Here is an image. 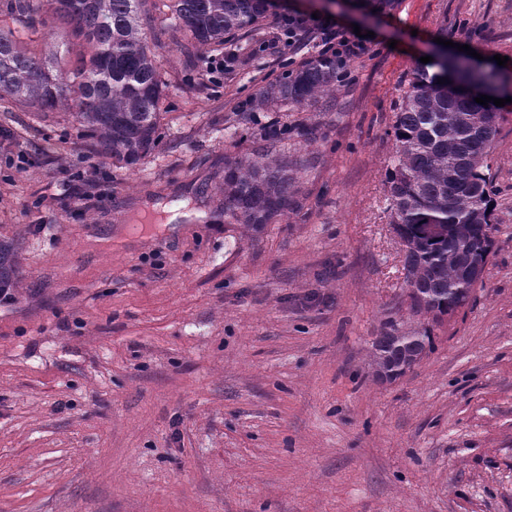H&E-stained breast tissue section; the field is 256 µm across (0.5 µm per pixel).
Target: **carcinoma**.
<instances>
[{
	"instance_id": "cac0c4a2",
	"label": "carcinoma",
	"mask_w": 512,
	"mask_h": 512,
	"mask_svg": "<svg viewBox=\"0 0 512 512\" xmlns=\"http://www.w3.org/2000/svg\"><path fill=\"white\" fill-rule=\"evenodd\" d=\"M144 0H0V100L40 111L75 115L80 135L115 163L132 164L160 140L161 82L140 19ZM173 18L198 46L224 43L255 25L266 0H170ZM73 26L90 55L76 66L54 42L36 51L18 29ZM433 62L413 72L389 135L393 154L386 188L391 224L404 249L410 309L441 322L471 297L493 250L495 185L487 159L499 141L495 109L475 102L472 91L492 74L468 59L436 48ZM446 78L457 91L448 92ZM336 60L320 56L262 88L254 99L268 105L303 106L336 90ZM288 164L263 152L224 166V213L239 224H269L294 204ZM11 246L0 242V286L12 283ZM431 330L400 329L389 321L372 342L377 377L395 380L420 360Z\"/></svg>"
}]
</instances>
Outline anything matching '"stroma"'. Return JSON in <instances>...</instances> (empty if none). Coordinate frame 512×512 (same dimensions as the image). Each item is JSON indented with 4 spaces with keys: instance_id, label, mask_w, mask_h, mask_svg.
Here are the masks:
<instances>
[{
    "instance_id": "1",
    "label": "stroma",
    "mask_w": 512,
    "mask_h": 512,
    "mask_svg": "<svg viewBox=\"0 0 512 512\" xmlns=\"http://www.w3.org/2000/svg\"><path fill=\"white\" fill-rule=\"evenodd\" d=\"M294 10L373 32L370 51L329 97L253 109L317 55L289 47ZM141 19L164 91L134 164L68 112L0 101V512H512V0H278L211 48L165 0ZM441 35L506 104L494 253L436 324L409 310L385 180L396 104ZM275 128L297 205L255 230L224 213V161ZM172 201L203 219L168 222ZM392 318L434 344L380 381Z\"/></svg>"
}]
</instances>
